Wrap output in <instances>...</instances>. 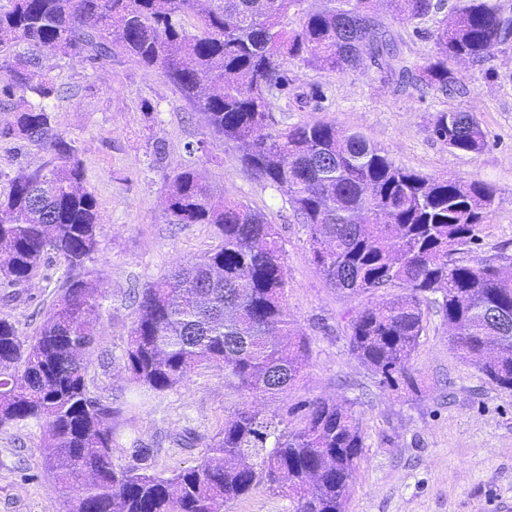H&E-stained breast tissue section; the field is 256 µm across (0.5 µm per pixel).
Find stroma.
Instances as JSON below:
<instances>
[{
    "label": "stroma",
    "instance_id": "35a3bbf8",
    "mask_svg": "<svg viewBox=\"0 0 512 512\" xmlns=\"http://www.w3.org/2000/svg\"><path fill=\"white\" fill-rule=\"evenodd\" d=\"M287 93L273 100L271 127L328 122L360 132L396 164L426 176L494 186L491 212L471 249L480 256L512 257V45L480 62L456 66L465 96L395 93L371 62L336 74L296 60L282 63ZM42 71L54 78L58 130L79 146L84 187L97 199L98 250L90 263L99 286L118 306L104 315L89 357L88 377L104 400L127 386L123 357L138 315L130 292L221 242L211 224H171L165 216L168 178L194 168L214 193L247 203L275 224L288 278V312L311 341L309 365L295 386L266 399L265 407L289 429L304 426V403L350 401L362 418L364 448L347 512H500L512 506V392L492 386L451 349V331L429 314L410 366L421 392L384 388L349 350L347 313L389 299L395 291L348 295L328 286L313 261L309 232L288 198L244 165L238 145L206 134L200 115L158 70L118 56L94 67L83 58L48 55ZM449 109L474 114L486 133L478 153L455 154L438 140L433 115ZM162 154H155V147ZM48 154L29 144L13 151L0 142V191L23 171L43 166ZM31 303L0 300V317L27 336L42 322L37 309L53 286L34 279ZM247 392L225 381L216 366H200L188 387L165 392L125 413L115 465H127L134 440L149 448L153 472L170 475L199 460L186 431L208 438L226 418L251 404ZM40 427L0 429V512H65L54 480L40 464Z\"/></svg>",
    "mask_w": 512,
    "mask_h": 512
}]
</instances>
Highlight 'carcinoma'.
I'll list each match as a JSON object with an SVG mask.
<instances>
[{
  "mask_svg": "<svg viewBox=\"0 0 512 512\" xmlns=\"http://www.w3.org/2000/svg\"><path fill=\"white\" fill-rule=\"evenodd\" d=\"M0 8V105L15 112L0 140L31 143L51 168L9 180L0 198V289L23 301L40 277L56 295L35 335L0 318V428L45 432L43 466L67 512H222L224 503L264 484L288 495L292 512H346L363 448L357 412L316 399L299 430L251 403L204 443L196 465L165 477L148 449L115 467L117 428L132 402L92 391L86 354L98 342L108 298L87 266L97 251V210L81 186L75 141L56 127L49 100L59 87L33 82L43 55L80 56L93 65L126 56L157 69L201 115L207 133L244 147L257 177L283 191L308 226L314 262L329 285L349 294L397 286L392 300L348 315L351 352L384 387L418 392L409 363L436 309L453 329L452 349L499 388L512 390V258L459 260L475 243L494 198L467 185L396 166L357 133L325 122L271 131V98L288 88L284 59L336 73L368 58L395 89L468 93L455 61L489 57L502 46L512 12L496 0H460L437 26L427 58L405 53L380 0H9ZM401 20L434 15L438 0H388ZM299 17L291 27L290 15ZM196 20V33L185 18ZM433 133L453 153L479 152L486 135L464 110L438 112ZM170 224H212L222 245L150 283L130 300L138 316L124 350L127 382L139 400L177 390L201 362L255 399L283 393L306 370L309 337L289 319L283 246L275 225L251 206L216 200L203 173L169 181ZM64 260L48 274L47 257ZM86 476L77 491L71 479Z\"/></svg>",
  "mask_w": 512,
  "mask_h": 512,
  "instance_id": "1",
  "label": "carcinoma"
}]
</instances>
